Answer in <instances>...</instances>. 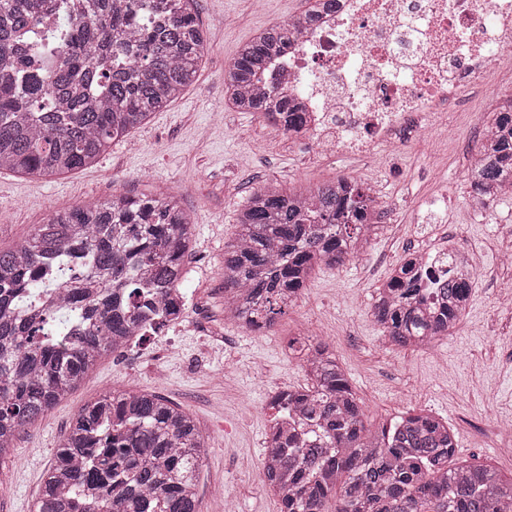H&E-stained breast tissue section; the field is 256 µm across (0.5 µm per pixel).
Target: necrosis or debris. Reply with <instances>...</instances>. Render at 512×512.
Here are the masks:
<instances>
[{
    "mask_svg": "<svg viewBox=\"0 0 512 512\" xmlns=\"http://www.w3.org/2000/svg\"><path fill=\"white\" fill-rule=\"evenodd\" d=\"M512 53V0H337L302 26L263 84L305 112L291 138L323 157L409 145Z\"/></svg>",
    "mask_w": 512,
    "mask_h": 512,
    "instance_id": "obj_1",
    "label": "necrosis or debris"
}]
</instances>
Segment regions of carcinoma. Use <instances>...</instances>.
Wrapping results in <instances>:
<instances>
[{
  "instance_id": "obj_1",
  "label": "carcinoma",
  "mask_w": 512,
  "mask_h": 512,
  "mask_svg": "<svg viewBox=\"0 0 512 512\" xmlns=\"http://www.w3.org/2000/svg\"><path fill=\"white\" fill-rule=\"evenodd\" d=\"M193 0H0V170L62 175L96 161L196 79L207 53ZM336 0L239 47L224 72L236 108L290 129L307 115L258 88L292 31ZM472 190L512 184V95L497 101L482 136ZM377 200L347 177L285 192L256 189L224 245V313L270 330L315 269L352 260L369 242ZM195 224L162 193L114 195L56 211L16 247L0 248V456L16 435L84 383L105 354L156 329L175 307ZM448 254L439 285L405 259L378 289L372 317L388 342L414 349L464 317L476 275ZM69 291L71 310L42 305ZM305 383L272 396L261 460L281 512H512V475L454 462L448 422L408 411L374 429L330 345L288 340ZM208 446L193 416L163 396L109 391L84 406L46 469L33 512H199Z\"/></svg>"
}]
</instances>
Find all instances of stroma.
<instances>
[{
    "instance_id": "35a3bbf8",
    "label": "stroma",
    "mask_w": 512,
    "mask_h": 512,
    "mask_svg": "<svg viewBox=\"0 0 512 512\" xmlns=\"http://www.w3.org/2000/svg\"><path fill=\"white\" fill-rule=\"evenodd\" d=\"M306 0H196L208 51L196 81L168 107L113 143L92 166L49 179L0 172V247L20 244L48 212L83 200L149 191L174 197L196 224L189 258L192 300L180 327L150 337L124 359L104 357L91 377L47 416L25 427L11 454L0 457V512H32L42 475L71 420L87 402L129 386L165 396L197 421L209 448L197 486L199 512H224L211 488L223 487L234 512H280L261 467L269 401L304 384L302 368L283 343L305 333L331 343L363 401L368 422L425 410L457 432L458 458L512 472V273L499 271L512 246V200L491 220L473 217L461 189L464 155L478 147L492 110L491 90L512 93V58L503 57L486 87L464 92L462 108L446 113L447 137L426 133L406 148L386 145L371 159L309 158L258 114L236 110L224 93V68L263 29L299 15ZM350 177L373 183L385 204L363 253L344 265L315 270L274 331L250 333L224 319V244L250 194L266 183L314 187ZM446 200L430 221L419 217L432 198ZM463 244L476 286L449 338L430 349H398L371 315L377 288L422 243Z\"/></svg>"
}]
</instances>
